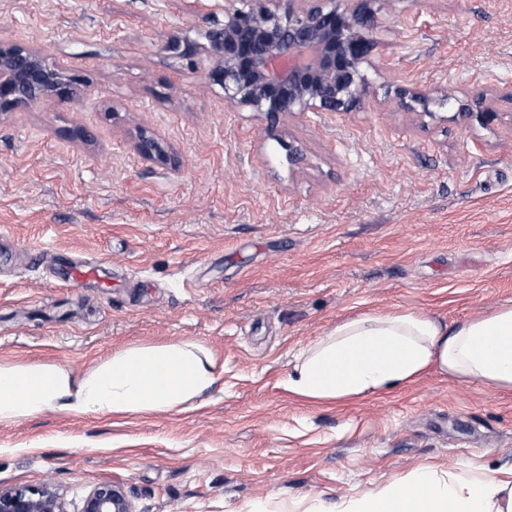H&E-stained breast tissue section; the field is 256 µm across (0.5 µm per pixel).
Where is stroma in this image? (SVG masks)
<instances>
[{
	"mask_svg": "<svg viewBox=\"0 0 512 512\" xmlns=\"http://www.w3.org/2000/svg\"><path fill=\"white\" fill-rule=\"evenodd\" d=\"M380 17L388 70L356 108L293 113L274 139L160 49L224 0H0V43L88 83L0 116V362L81 372L178 340L224 361L182 411L0 423V488L53 479L69 512L108 481L137 512H340L420 467L512 477V393L435 373L344 403L288 390L294 353L341 319L512 304V0ZM404 84L494 89L499 116L421 124L387 101ZM143 131L170 162L139 153ZM77 264L99 279L66 278Z\"/></svg>",
	"mask_w": 512,
	"mask_h": 512,
	"instance_id": "stroma-1",
	"label": "stroma"
}]
</instances>
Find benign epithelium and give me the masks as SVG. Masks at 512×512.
Listing matches in <instances>:
<instances>
[{"instance_id": "1", "label": "benign epithelium", "mask_w": 512, "mask_h": 512, "mask_svg": "<svg viewBox=\"0 0 512 512\" xmlns=\"http://www.w3.org/2000/svg\"><path fill=\"white\" fill-rule=\"evenodd\" d=\"M224 21L192 39L180 33L164 45L170 55L195 65L209 61L206 79L224 92V104L264 115L277 136L283 118L294 112H349L369 79L385 71L375 60L378 12L383 0H226ZM85 80L59 71L36 48L0 44V114L82 95ZM394 108L437 123L494 121L496 96H476L448 86H397ZM138 151L164 163L167 155L151 136L139 135ZM0 512H66L58 484L0 489ZM78 512H135L125 487L105 482L81 500Z\"/></svg>"}]
</instances>
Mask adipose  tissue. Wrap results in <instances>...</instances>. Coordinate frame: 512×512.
Returning a JSON list of instances; mask_svg holds the SVG:
<instances>
[{
    "mask_svg": "<svg viewBox=\"0 0 512 512\" xmlns=\"http://www.w3.org/2000/svg\"><path fill=\"white\" fill-rule=\"evenodd\" d=\"M223 371L213 351L186 342L123 348L79 377L53 362L0 363V423L46 411L109 416L183 410ZM429 372L512 392V306L453 325L399 310L341 320L295 353L288 389L307 401L346 402ZM341 512H512V481L420 468L379 492L358 493Z\"/></svg>",
    "mask_w": 512,
    "mask_h": 512,
    "instance_id": "1",
    "label": "adipose tissue"
}]
</instances>
